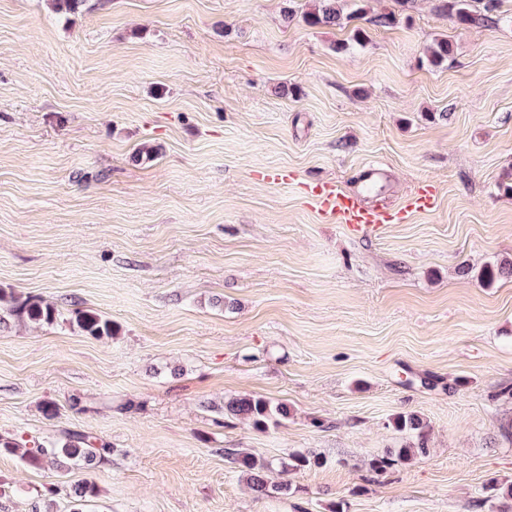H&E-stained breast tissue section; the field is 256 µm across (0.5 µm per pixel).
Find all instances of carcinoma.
I'll return each instance as SVG.
<instances>
[{
  "label": "carcinoma",
  "mask_w": 512,
  "mask_h": 512,
  "mask_svg": "<svg viewBox=\"0 0 512 512\" xmlns=\"http://www.w3.org/2000/svg\"><path fill=\"white\" fill-rule=\"evenodd\" d=\"M450 8L455 11L458 22L466 26L486 27L496 23V12L499 0H482V8L472 10L467 0H451ZM349 16L343 12L341 0H316L315 8L306 16V22L311 26L334 27L341 26ZM452 46L446 39H437L427 50V61L434 67L448 62ZM485 278L491 282L501 278L512 277V262L503 261L484 271ZM61 311L57 306L38 297H23L14 292L0 290V321L9 317L18 322L35 324H54L60 317ZM70 323L87 336L94 338H111L116 335L117 326L111 319L103 317L91 310L75 308L71 311ZM224 415L232 418L240 417L248 420L256 428L264 429L269 423L279 424V419L288 417V406L284 403L274 404L258 396H238L224 402L221 407ZM395 427L401 432L411 433L415 442L397 449L396 452L375 459L371 470L384 472L397 461L410 460L417 455L427 452L426 425L415 414H400L394 418ZM111 452L103 441L87 433L71 431L62 437L35 443L11 437L0 436V454H20V458L30 467L43 469L45 465L63 460L80 466H90L100 462L107 453ZM225 458L246 477L250 489L259 497L272 494H286L290 491L288 482L277 481L271 465L257 457L239 449L224 450ZM320 464L317 455L297 451L290 455L288 464L280 470L284 474L290 470H301ZM98 496L97 485L86 481L74 490V508L70 512H83L82 507Z\"/></svg>",
  "instance_id": "carcinoma-1"
}]
</instances>
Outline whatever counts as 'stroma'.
I'll use <instances>...</instances> for the list:
<instances>
[{
	"label": "stroma",
	"mask_w": 512,
	"mask_h": 512,
	"mask_svg": "<svg viewBox=\"0 0 512 512\" xmlns=\"http://www.w3.org/2000/svg\"><path fill=\"white\" fill-rule=\"evenodd\" d=\"M446 3L347 0L319 27L314 0H0V288L63 313L0 323V435L112 448L60 472L1 454L0 512H70L85 481L87 512H490L512 485V278L480 279L512 260V0L482 28ZM373 162L393 206L428 185L436 209L360 238L302 189ZM239 395L289 415L217 412ZM409 413L428 453L372 472ZM228 448L321 463L261 498ZM340 2L341 0H316L314 10L306 16V22L311 26H342L352 16H344ZM70 323L86 336L94 338H111L116 335L118 329L111 319L94 311L79 308L72 309ZM224 415L232 418L240 417L248 420L256 428L264 429L269 422L279 424V418L288 417V406L284 403L273 404L271 401L258 396H238L224 401L220 408Z\"/></svg>",
	"instance_id": "1"
}]
</instances>
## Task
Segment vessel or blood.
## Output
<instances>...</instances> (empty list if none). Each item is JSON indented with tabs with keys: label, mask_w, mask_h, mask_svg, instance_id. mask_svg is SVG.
<instances>
[{
	"label": "vessel or blood",
	"mask_w": 512,
	"mask_h": 512,
	"mask_svg": "<svg viewBox=\"0 0 512 512\" xmlns=\"http://www.w3.org/2000/svg\"><path fill=\"white\" fill-rule=\"evenodd\" d=\"M387 187L386 169L374 164L361 170L351 189L340 188L332 182H316L306 185L305 190L323 215L345 225L356 236L377 231L386 224L405 223L411 215L431 211L436 205V197L427 186L419 188L400 208L370 203V195L384 194Z\"/></svg>",
	"instance_id": "b4317fda"
}]
</instances>
